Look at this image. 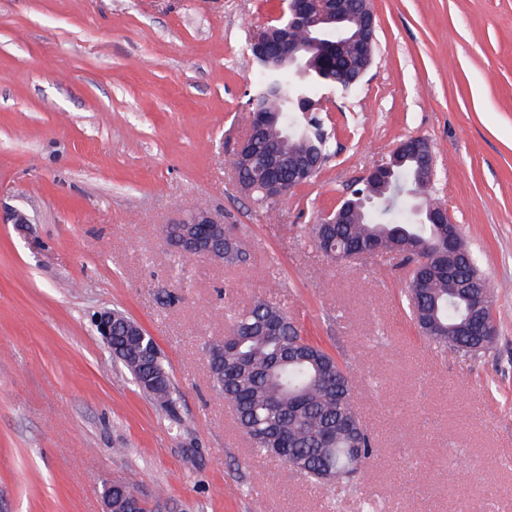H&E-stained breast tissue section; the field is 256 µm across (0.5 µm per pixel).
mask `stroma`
<instances>
[{"label":"stroma","mask_w":512,"mask_h":512,"mask_svg":"<svg viewBox=\"0 0 512 512\" xmlns=\"http://www.w3.org/2000/svg\"><path fill=\"white\" fill-rule=\"evenodd\" d=\"M371 5L372 65L326 95L335 154L268 217L232 162L250 44L282 0H0V210L30 221L0 223V512H104L107 480L155 512H512V0ZM409 137L496 290L497 342L475 356L418 335L392 256L308 241ZM202 201L249 264L174 256L165 226ZM259 300L357 381L376 452L344 496L283 480L210 378L205 341ZM103 307L155 339L181 426L104 348ZM417 138H408L403 140L395 149L396 152L413 150L421 152L425 156V163L422 168L423 176L428 184L433 181L434 177V157L430 150L419 141Z\"/></svg>","instance_id":"35a3bbf8"}]
</instances>
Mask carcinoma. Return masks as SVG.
Listing matches in <instances>:
<instances>
[{
	"label": "carcinoma",
	"instance_id": "1",
	"mask_svg": "<svg viewBox=\"0 0 512 512\" xmlns=\"http://www.w3.org/2000/svg\"><path fill=\"white\" fill-rule=\"evenodd\" d=\"M362 0H344L346 17L338 29L325 25L317 38L329 43L321 54L307 53V63L297 67L288 61L271 62L252 55L254 72L249 97L250 112H272L276 122L254 134L257 150L283 136L279 164L288 189L311 179L307 172L316 157L330 156L331 136L313 117H306L299 103L316 98L320 91L335 87L354 89L353 62L336 52L334 43L350 39L357 31V13ZM241 179L251 197L266 211L264 175L246 169ZM351 194L370 198L372 204L357 211L350 224H313L309 242L336 257L354 249L397 253L400 266L409 271L405 292L410 317L425 326L419 332L432 343L454 354L469 356L475 348L487 351L497 340L494 313L495 292L480 272L473 255L456 244L451 267L430 264L431 255L445 244L448 225L421 224L409 200L430 194L420 181L416 159L403 157L392 164L388 180L357 182ZM249 260L243 239L224 241V262L245 264ZM476 288L483 308L481 320L490 325L485 336L477 335L474 312L460 293ZM115 359L130 372L135 383L153 380L150 395L164 415L181 425L179 398L154 339L147 335L134 345L126 336L114 337ZM205 354L214 383L224 401L234 409L237 423L260 453L279 449L278 455L292 477L328 484L344 478L350 464L348 449L359 448V463L366 466L374 455L373 441L364 428L348 426L359 420L352 398L355 378L324 347L301 334L288 313L259 300L232 319L221 339L205 344ZM115 512H146L135 485L112 484Z\"/></svg>",
	"mask_w": 512,
	"mask_h": 512
}]
</instances>
